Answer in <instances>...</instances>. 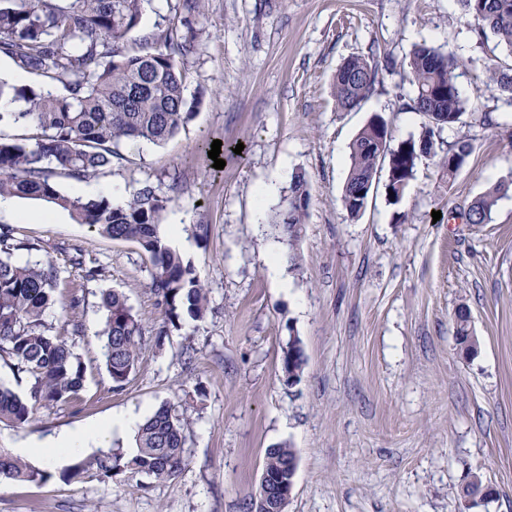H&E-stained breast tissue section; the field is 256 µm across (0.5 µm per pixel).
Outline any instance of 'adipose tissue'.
<instances>
[{"instance_id": "ef3b65f1", "label": "adipose tissue", "mask_w": 512, "mask_h": 512, "mask_svg": "<svg viewBox=\"0 0 512 512\" xmlns=\"http://www.w3.org/2000/svg\"><path fill=\"white\" fill-rule=\"evenodd\" d=\"M136 426L137 419L135 416L119 413L91 425L55 436L46 438L31 437L19 446L18 451L23 455L40 456L46 462L53 463L77 449L104 443L113 431L131 432L135 430Z\"/></svg>"}]
</instances>
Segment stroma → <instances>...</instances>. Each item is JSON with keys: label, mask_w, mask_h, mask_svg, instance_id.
<instances>
[{"label": "stroma", "mask_w": 512, "mask_h": 512, "mask_svg": "<svg viewBox=\"0 0 512 512\" xmlns=\"http://www.w3.org/2000/svg\"><path fill=\"white\" fill-rule=\"evenodd\" d=\"M172 22L196 35L180 61L193 119L164 145H122L90 183L128 197L144 182L158 186L208 312L156 338L162 312L137 244L47 202L7 199L0 225L42 246L15 261L53 264L60 296L82 298L84 330L69 342L85 382L76 401L41 409L31 426H0V448L117 413L145 418L166 402L184 425L186 466L167 480L106 478L91 447L47 467V482L0 479V512H249L265 452L279 444L297 457L288 512H512V193L488 223L466 220L476 198L512 178V102L487 85L507 60L493 35L472 30L457 0H204L199 17L182 0H145L119 47L159 45ZM423 41L461 60L458 88L479 108L436 142L465 140L471 153L451 179L421 160L396 205L378 173L364 211L350 217L342 190L355 134L375 114L398 141L427 122L407 107L402 68ZM370 54L381 64L373 91L339 111L337 67ZM216 140L221 170L208 156ZM300 171L311 200L290 247L268 221ZM268 183L274 193L258 202ZM78 249L98 279L74 264ZM270 252L287 291L268 275ZM105 289L126 296L144 329L137 369L119 391L99 337ZM462 306L479 341L470 356L454 335ZM296 338L305 364L290 384L281 356ZM78 461L85 472L68 479ZM475 473L494 488L490 499L460 497Z\"/></svg>", "instance_id": "1"}]
</instances>
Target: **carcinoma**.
<instances>
[{
  "instance_id": "cac0c4a2",
  "label": "carcinoma",
  "mask_w": 512,
  "mask_h": 512,
  "mask_svg": "<svg viewBox=\"0 0 512 512\" xmlns=\"http://www.w3.org/2000/svg\"><path fill=\"white\" fill-rule=\"evenodd\" d=\"M470 25L489 31L512 57V0H458ZM144 0H0V55L10 58L34 77L17 85L0 79V98L22 104L18 112L0 113V126L33 127L29 138L0 135V198L42 200L69 212L79 224H89L116 240L136 243L150 261V288L164 319L156 336L168 335L187 316L200 320L207 310V294L190 262L159 234L165 199L146 182L123 205L107 198L91 199L60 192L55 176L82 181L96 177L120 158L126 142L162 145L176 137L192 120L186 110L184 73L178 58L191 52L192 43L176 27L166 30L163 44L134 52L116 46L142 18ZM459 61L426 42L413 46L404 63L411 87L409 108L423 113L428 124L419 139L393 143L385 120L372 116L350 146V166L342 203L357 216L367 203L359 195L378 172L387 169L386 189L399 203L418 163L436 160L452 179L466 163L471 146L459 141L439 153L435 133L460 122L478 108L460 95L456 83ZM378 63L370 56H352L336 70L332 92L336 107L350 111L370 94ZM495 91L512 100V65L493 69ZM60 84L63 93L52 87ZM512 190V180L490 187L468 208V222L486 224L497 202ZM310 202L306 174L294 176L283 198L278 219L271 225L297 237ZM38 245L0 226V360L31 380L27 396L0 385V425L22 428L35 420L42 406L67 402L84 387V368L71 344L51 334L45 320L56 303L58 274L50 264L17 263L14 253ZM73 295L62 306L71 335L82 332ZM105 314L104 357L113 387L121 389L136 370L141 323L124 294L102 293ZM304 365L300 341L292 340L282 355L287 379H296ZM296 460L292 448L266 451V490L251 503V512H287L284 488L294 482ZM105 477L120 473L156 479L178 476L186 465L181 418L161 405L139 427L135 448L128 456L103 451L94 459ZM0 476L18 483H43L51 478L9 450L0 448Z\"/></svg>"
}]
</instances>
